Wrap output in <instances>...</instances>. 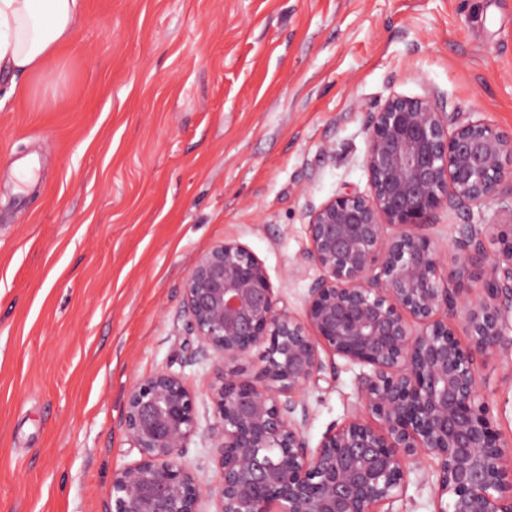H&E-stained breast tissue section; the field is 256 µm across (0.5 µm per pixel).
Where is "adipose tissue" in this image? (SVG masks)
Masks as SVG:
<instances>
[{
  "label": "adipose tissue",
  "mask_w": 512,
  "mask_h": 512,
  "mask_svg": "<svg viewBox=\"0 0 512 512\" xmlns=\"http://www.w3.org/2000/svg\"><path fill=\"white\" fill-rule=\"evenodd\" d=\"M86 0H0L1 94L12 98L31 77L49 81L47 61L73 37L85 16Z\"/></svg>",
  "instance_id": "obj_1"
}]
</instances>
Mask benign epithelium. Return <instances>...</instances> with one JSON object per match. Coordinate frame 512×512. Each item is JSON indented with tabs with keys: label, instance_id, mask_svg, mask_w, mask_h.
I'll return each mask as SVG.
<instances>
[{
	"label": "benign epithelium",
	"instance_id": "obj_1",
	"mask_svg": "<svg viewBox=\"0 0 512 512\" xmlns=\"http://www.w3.org/2000/svg\"><path fill=\"white\" fill-rule=\"evenodd\" d=\"M364 165L370 194L341 191L309 213L308 257L321 275L304 315L235 240L201 252L185 280L190 329L222 358L211 385L217 512H393L408 466L428 457L434 512H512V453L476 365L503 343L512 214L492 225V255L471 231L455 239L449 274L425 233L441 208L512 194V134L481 118L451 129L437 100L393 94L371 113ZM470 279L481 288L463 287ZM259 346L257 384L246 372ZM323 352L370 373L359 405L312 450L299 395L327 370ZM123 426L140 458L113 472L111 512H200L203 480L180 460L197 431L183 379L138 381Z\"/></svg>",
	"mask_w": 512,
	"mask_h": 512
}]
</instances>
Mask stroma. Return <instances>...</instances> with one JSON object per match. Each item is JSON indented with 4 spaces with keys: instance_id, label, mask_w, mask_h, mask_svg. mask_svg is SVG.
<instances>
[{
    "instance_id": "obj_1",
    "label": "stroma",
    "mask_w": 512,
    "mask_h": 512,
    "mask_svg": "<svg viewBox=\"0 0 512 512\" xmlns=\"http://www.w3.org/2000/svg\"><path fill=\"white\" fill-rule=\"evenodd\" d=\"M48 69L34 99L0 108V512H107L113 470L139 458L126 395L160 371L195 396L183 463L220 481L222 359L183 313L197 255L238 240L304 313L320 275L308 214L369 193L370 112L431 97L449 125L512 133V0H87ZM511 204L439 210L427 233L444 265L472 226L494 250ZM334 363L302 392L313 447L359 404L364 366ZM478 366L512 443V342ZM433 469L409 470L394 512H433Z\"/></svg>"
}]
</instances>
